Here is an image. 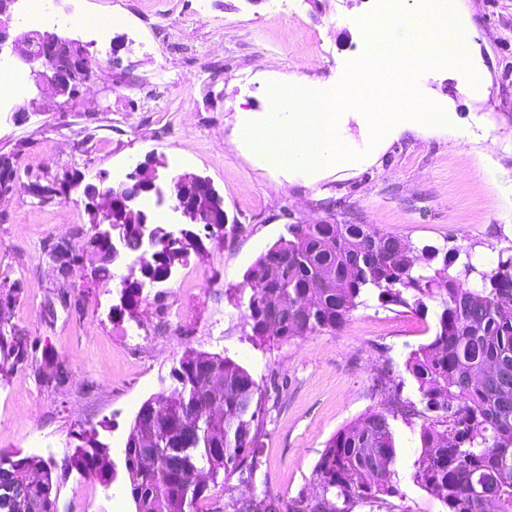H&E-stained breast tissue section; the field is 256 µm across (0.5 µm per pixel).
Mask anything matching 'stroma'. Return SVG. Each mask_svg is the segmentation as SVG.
<instances>
[{"mask_svg":"<svg viewBox=\"0 0 512 512\" xmlns=\"http://www.w3.org/2000/svg\"><path fill=\"white\" fill-rule=\"evenodd\" d=\"M58 33L80 39L110 77L95 88L97 107L29 86L0 110V154L13 157L20 187L0 200V297L13 301L9 326L32 343L28 363L0 368V450L55 457L82 431L100 442L127 438L137 404L169 392L170 371L189 349L231 358L265 394L260 466L240 493L288 499L312 491L327 442L372 409L388 405L375 384L392 369L403 396L417 398L405 369L409 353L435 334L434 312L382 306L362 294L339 330L285 343L255 335L236 303L247 269L291 224H371L419 248L470 253L497 267L512 247V0H459L458 23L471 35V86L459 70L418 79L420 92L456 118L418 127L403 120L372 142L366 117L344 111L337 126L354 160L313 174L256 162L242 122H262L271 82L332 89L366 49L360 24L378 0H49ZM89 11L124 15L101 43L69 24ZM24 118H16L19 106ZM155 156L166 176L207 177L224 201L229 228L194 225L202 248L171 277L125 306L126 261L96 276L91 264L69 281L43 250L68 240L85 247L90 216L80 189L50 199L27 182L62 183L107 175L126 181ZM180 311L172 319V311ZM64 369V380L53 377ZM397 496L353 512H446L411 479L420 426L393 423ZM58 512H107V487L80 471L59 472Z\"/></svg>","mask_w":512,"mask_h":512,"instance_id":"1","label":"stroma"}]
</instances>
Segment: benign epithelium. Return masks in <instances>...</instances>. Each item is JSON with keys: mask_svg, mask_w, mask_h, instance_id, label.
Here are the masks:
<instances>
[{"mask_svg": "<svg viewBox=\"0 0 512 512\" xmlns=\"http://www.w3.org/2000/svg\"><path fill=\"white\" fill-rule=\"evenodd\" d=\"M15 0H0V52L9 49L19 63L29 69L35 86L65 100L77 97L90 76L100 68L89 49L55 32L18 31L11 25ZM158 162L147 157L136 164L128 181L116 185L100 176L82 188L85 208L92 215L88 233V251L105 243L112 249V261L120 251L112 242L111 229L127 231V225L145 230L148 217L138 210L136 201L143 191L163 195L158 183ZM170 193L174 211L186 224H226L224 202L211 181L195 173H183L174 180Z\"/></svg>", "mask_w": 512, "mask_h": 512, "instance_id": "7a95c632", "label": "benign epithelium"}]
</instances>
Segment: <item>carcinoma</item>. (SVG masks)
I'll list each match as a JSON object with an SVG mask.
<instances>
[{
	"mask_svg": "<svg viewBox=\"0 0 512 512\" xmlns=\"http://www.w3.org/2000/svg\"><path fill=\"white\" fill-rule=\"evenodd\" d=\"M13 179L12 156L1 154L0 187ZM287 232L244 275V317L255 333L265 336L268 320L282 326L281 334L270 335L276 341L336 331L365 292L422 314L435 301L434 339L406 360L422 407L402 399L401 387L382 374L377 385L390 405L328 441L313 470L314 493L284 501L267 491L235 495L229 487L224 506L213 512H352L359 503L399 494L393 421L400 417L422 420L421 454L411 474L417 486L436 493L448 512H512V256L487 273L485 287L473 288L435 246L422 247L429 252L422 274L392 234H379L376 246L366 248L360 224H290ZM124 249L145 262V281H164L166 245L131 230ZM44 250L64 279L82 261L59 242ZM280 259L287 260L282 279L267 282L268 266ZM28 359L16 332L0 333V366ZM171 377L175 386L165 399L172 404L152 426L154 442H141L137 414L125 444L135 512H199L208 487L188 483V472L205 469L212 481L225 483L236 474L243 483L259 465L265 401L251 374L229 358L187 350ZM70 467L105 485L114 477L108 446L91 436L62 461L63 469ZM55 469L52 459L0 451V512H58Z\"/></svg>",
	"mask_w": 512,
	"mask_h": 512,
	"instance_id": "cac0c4a2",
	"label": "carcinoma"
}]
</instances>
